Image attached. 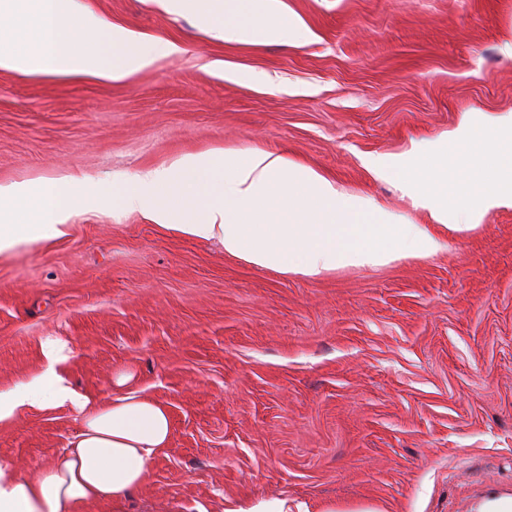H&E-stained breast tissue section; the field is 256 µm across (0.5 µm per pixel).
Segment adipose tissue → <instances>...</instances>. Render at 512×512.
Returning <instances> with one entry per match:
<instances>
[{"label": "adipose tissue", "mask_w": 512, "mask_h": 512, "mask_svg": "<svg viewBox=\"0 0 512 512\" xmlns=\"http://www.w3.org/2000/svg\"><path fill=\"white\" fill-rule=\"evenodd\" d=\"M225 39L294 45L302 26L280 0H161ZM0 71L92 75L120 81L180 53L176 43L140 39L81 10L78 0H0ZM453 232L475 228L485 212L512 207V117L463 120L443 140L422 141L399 156L365 160ZM469 191L459 196V184ZM107 199L145 213L166 232L218 241L226 254L279 273L318 276L344 267H376L426 257L441 247L431 225L396 224L369 200L340 193L312 168L264 149L235 155L216 149L135 174L121 187L103 181L91 191L65 175L37 186L0 185V253L62 235L76 206ZM49 364L38 379L0 396V421L25 405L70 404L80 428L69 447L29 480L0 461V512H71L79 503L111 501L121 512L143 485L155 455L169 447L172 423L162 402L124 395L95 404L78 395L55 367L67 342L43 344Z\"/></svg>", "instance_id": "1"}]
</instances>
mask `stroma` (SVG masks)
<instances>
[{"label": "stroma", "instance_id": "1", "mask_svg": "<svg viewBox=\"0 0 512 512\" xmlns=\"http://www.w3.org/2000/svg\"><path fill=\"white\" fill-rule=\"evenodd\" d=\"M178 44L120 82L0 71V185L121 182L192 153L252 148L309 166L399 224L426 216L364 166L512 114V0H281L296 45L228 42L156 0H79ZM233 70L246 81L229 79ZM82 397L167 404L169 448L129 512H477L512 498V208L427 258L280 274L161 231L130 206L76 207L65 235L0 255V393L43 343ZM70 405L0 422L33 480L67 448Z\"/></svg>", "mask_w": 512, "mask_h": 512}]
</instances>
